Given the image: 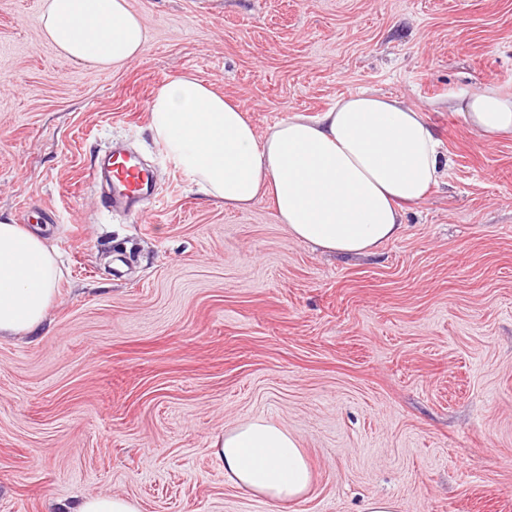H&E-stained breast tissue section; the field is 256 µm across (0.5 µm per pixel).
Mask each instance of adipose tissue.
Returning a JSON list of instances; mask_svg holds the SVG:
<instances>
[{"instance_id":"adipose-tissue-1","label":"adipose tissue","mask_w":512,"mask_h":512,"mask_svg":"<svg viewBox=\"0 0 512 512\" xmlns=\"http://www.w3.org/2000/svg\"><path fill=\"white\" fill-rule=\"evenodd\" d=\"M39 25L78 64L116 68L145 51L127 0H43ZM460 111L484 139L512 134V93L498 86L465 95ZM149 112L168 159L208 196L234 209L272 197L295 240L330 252L362 254L400 237L406 207L446 165L423 112L391 95L342 97L318 118L296 113L260 135L240 102L185 73L155 92ZM61 278L44 238L0 218V338L38 331ZM213 449L235 486L266 499L285 505L312 486L298 438L269 420L239 423Z\"/></svg>"}]
</instances>
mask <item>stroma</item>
<instances>
[{
	"label": "stroma",
	"mask_w": 512,
	"mask_h": 512,
	"mask_svg": "<svg viewBox=\"0 0 512 512\" xmlns=\"http://www.w3.org/2000/svg\"><path fill=\"white\" fill-rule=\"evenodd\" d=\"M42 0H0V216L30 211L63 278L40 334L0 340V512L97 494L140 512H512V135L452 97L512 92V0H128L145 53L74 63ZM185 72L257 133L359 91L421 109L448 158L402 235L362 256L293 239L273 200L199 192L149 128ZM121 144L159 196L104 210ZM283 425L314 474L289 506L235 486L211 448Z\"/></svg>",
	"instance_id": "stroma-1"
}]
</instances>
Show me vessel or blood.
I'll use <instances>...</instances> for the list:
<instances>
[{
  "label": "vessel or blood",
  "mask_w": 512,
  "mask_h": 512,
  "mask_svg": "<svg viewBox=\"0 0 512 512\" xmlns=\"http://www.w3.org/2000/svg\"><path fill=\"white\" fill-rule=\"evenodd\" d=\"M93 178L106 183L100 204L110 211L138 214L157 194L152 171L135 156L119 150L103 157Z\"/></svg>",
  "instance_id": "vessel-or-blood-1"
}]
</instances>
